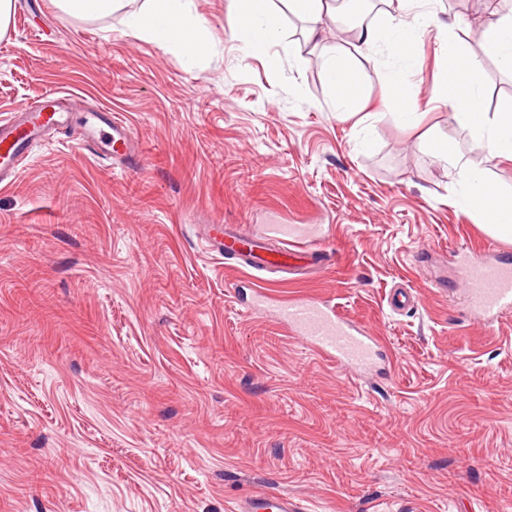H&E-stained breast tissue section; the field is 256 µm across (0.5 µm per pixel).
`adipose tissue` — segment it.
Here are the masks:
<instances>
[{"instance_id": "ef3b65f1", "label": "adipose tissue", "mask_w": 512, "mask_h": 512, "mask_svg": "<svg viewBox=\"0 0 512 512\" xmlns=\"http://www.w3.org/2000/svg\"><path fill=\"white\" fill-rule=\"evenodd\" d=\"M127 0H57L59 9L76 19H98L125 11L130 34L162 47L178 50L194 60L210 51L207 32L192 12L193 0H145L142 9L126 11ZM241 23L233 32L243 49L262 55L281 33L282 14L290 12L307 24L308 40L321 34L323 19L335 18L336 0H283L284 9L274 8L271 0H229ZM430 0H387L389 10L382 25H358L356 36L366 47H381L395 58L394 66L378 71L386 95L385 105L393 118L407 127L419 125L424 115L401 101L406 75L418 65V50L426 29L440 20L428 7ZM448 77L440 78L434 101L447 107L456 122L466 128L473 143L487 152L490 159L512 158V97L502 100L496 112H486L483 93L476 81L478 62L459 40H449L444 47ZM323 80L339 107L347 108L360 97L364 82L363 68L348 56L336 52L323 63ZM433 157L449 165L456 181L453 204L465 211H477L489 220L488 230L496 238L512 242V197L494 188L485 169L449 145L436 141Z\"/></svg>"}]
</instances>
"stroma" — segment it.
Instances as JSON below:
<instances>
[{"mask_svg": "<svg viewBox=\"0 0 512 512\" xmlns=\"http://www.w3.org/2000/svg\"><path fill=\"white\" fill-rule=\"evenodd\" d=\"M435 0L479 63L487 111L512 71L485 48L493 6ZM212 42L188 64L130 35L122 13L77 20L15 0L0 38V121L47 90L111 109L143 153L113 165L58 129L0 183V512H236L255 487L306 512H512V314L469 313L458 249L512 255L451 202L431 154L448 139L512 193V160L486 161L433 104L443 37L428 32L404 101L408 129L369 81L337 110L322 78L341 51L389 65L326 22L310 43L285 14L263 57L232 36L226 0H193ZM321 224L328 265L285 282L225 267L195 227L255 233L273 216ZM415 307L396 314L392 288ZM331 301L376 336L357 377L289 336L240 289Z\"/></svg>", "mask_w": 512, "mask_h": 512, "instance_id": "obj_1", "label": "stroma"}]
</instances>
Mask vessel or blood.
Segmentation results:
<instances>
[{"mask_svg":"<svg viewBox=\"0 0 512 512\" xmlns=\"http://www.w3.org/2000/svg\"><path fill=\"white\" fill-rule=\"evenodd\" d=\"M72 119L69 107L52 91L37 107L21 105L0 122V177L14 174L20 158L46 131L67 126ZM79 121L85 146L133 167L140 164L138 145L124 121L105 110L85 113ZM321 234L316 225L269 224L257 235L218 221L208 225L206 245L212 256L233 262L238 269L291 274L319 266L312 243ZM458 272L467 285L466 302L477 315L492 321L512 310V263L465 250L459 254ZM273 307L279 323L319 356L361 373L375 366V337L343 318L335 305L298 296ZM238 512H303V507L288 494L257 490L240 502Z\"/></svg>","mask_w":512,"mask_h":512,"instance_id":"obj_1","label":"vessel or blood"}]
</instances>
